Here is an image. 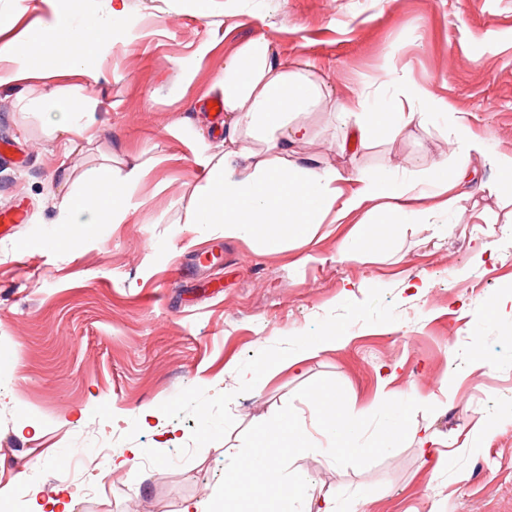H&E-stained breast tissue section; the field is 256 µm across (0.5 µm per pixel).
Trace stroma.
Listing matches in <instances>:
<instances>
[{"mask_svg":"<svg viewBox=\"0 0 512 512\" xmlns=\"http://www.w3.org/2000/svg\"><path fill=\"white\" fill-rule=\"evenodd\" d=\"M139 35L116 32L98 63L100 131L90 142L52 134L0 89V209L26 220L0 237V512H37L19 491L68 486L69 512H206L244 432L293 404L315 450L291 468L305 504L337 499L341 512H512V194L457 188L447 239L426 214L431 200L379 248L338 246L366 205L325 224L310 243L225 237L220 225L185 231L180 220L201 173L224 151L200 135L220 123L208 89L248 39L271 40L328 94L301 113L310 128L298 156L320 170L363 168L410 177L455 169L463 138L434 118L395 138L341 152L335 106L353 91L393 102L385 75L426 86L468 113L491 152L512 153V0H125ZM210 43L204 59L195 51ZM195 77L181 79V65ZM179 135H171L175 120ZM148 159L124 223L76 228L58 241L60 172ZM488 225L476 230L474 209ZM427 279L424 293L405 290ZM299 367L239 385L247 369L308 344ZM483 357L482 367L473 360ZM329 377L350 410L373 413L381 392L422 403L407 441L364 467L337 466L296 396ZM434 405L426 413L425 405ZM157 417L142 422L143 408ZM440 441L425 458L422 434ZM141 456L125 466L126 449Z\"/></svg>","mask_w":512,"mask_h":512,"instance_id":"35a3bbf8","label":"stroma"}]
</instances>
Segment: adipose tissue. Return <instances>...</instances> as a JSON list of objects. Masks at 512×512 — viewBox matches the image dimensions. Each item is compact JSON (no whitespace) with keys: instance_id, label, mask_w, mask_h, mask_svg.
Returning <instances> with one entry per match:
<instances>
[{"instance_id":"1","label":"adipose tissue","mask_w":512,"mask_h":512,"mask_svg":"<svg viewBox=\"0 0 512 512\" xmlns=\"http://www.w3.org/2000/svg\"><path fill=\"white\" fill-rule=\"evenodd\" d=\"M46 2L53 8L52 21L21 32L14 15L0 16V88L16 90L22 110L48 118L52 131L95 133L99 101L69 79L99 81L96 60L111 50L125 2L112 0L109 22L97 27L98 36L91 41L84 38L93 24L83 0ZM54 78L58 86L39 97H27L29 87ZM211 90L224 104L228 148L221 156L200 159L204 182L189 195L186 223L220 224L225 237L258 239L273 252L291 237L311 241L320 225L339 223L370 202H379L378 218L358 225L354 242H370L375 228L408 217L420 199H435V206L428 209L433 218L453 204L446 196L448 183L435 167L408 182L364 169L346 175L304 165L295 146L309 137L310 130L296 116L317 103L323 89L320 82L280 58L266 38L241 43L225 59L224 74ZM398 95L399 103L383 111L372 107L361 91L338 102V118L350 129L348 143L365 146L424 125L432 115L450 113L447 102L432 100L423 84L405 83ZM145 169L141 162L118 175L108 164L84 178L62 173L69 190L58 205L59 235L67 236L83 224L124 223L132 207L131 192Z\"/></svg>"}]
</instances>
